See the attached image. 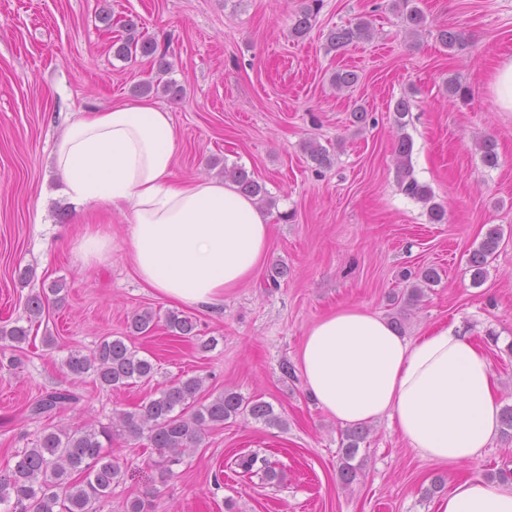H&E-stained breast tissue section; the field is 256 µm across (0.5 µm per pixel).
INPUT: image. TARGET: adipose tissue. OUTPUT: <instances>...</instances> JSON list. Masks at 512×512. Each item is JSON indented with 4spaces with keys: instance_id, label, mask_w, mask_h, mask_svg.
<instances>
[{
    "instance_id": "1",
    "label": "adipose tissue",
    "mask_w": 512,
    "mask_h": 512,
    "mask_svg": "<svg viewBox=\"0 0 512 512\" xmlns=\"http://www.w3.org/2000/svg\"><path fill=\"white\" fill-rule=\"evenodd\" d=\"M175 149L168 110L126 101L74 113L52 155L69 200L122 215L146 287L175 303L217 305L261 267L271 217L234 185L175 178ZM298 367L339 425L385 416L422 458L468 467L439 512H512V488L479 470L500 427L496 375L459 322L409 340L371 309L342 308L307 331Z\"/></svg>"
}]
</instances>
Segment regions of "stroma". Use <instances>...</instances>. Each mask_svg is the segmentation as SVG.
Segmentation results:
<instances>
[{
	"label": "stroma",
	"instance_id": "1",
	"mask_svg": "<svg viewBox=\"0 0 512 512\" xmlns=\"http://www.w3.org/2000/svg\"><path fill=\"white\" fill-rule=\"evenodd\" d=\"M302 0H0V321L26 319L28 295L61 280L62 306L33 323L28 342L6 349L13 367L0 368V474L46 428L109 423L144 399L187 377L203 378L199 400L231 389L270 403L284 421L272 427L238 416L210 427L202 444L161 479L146 439L117 438L108 453L123 472L112 486V512L153 494L155 512H438L445 492L426 495L432 479L465 475L420 457L390 427L369 423L356 462L342 485V434L308 396L296 359L308 328L328 313L367 307L384 319L405 317L403 336L460 321L489 354L502 405H512V112L496 108L489 82L512 58V0H410L426 18L419 36H405L392 0H323L309 33L290 29ZM111 11V24L99 20ZM370 20V40L336 54L325 33L353 18ZM137 22L172 65L169 80L181 99L155 90L146 99L166 108L177 137L173 172L179 179H213L239 164L263 183L274 204L265 265H283L277 286L263 275L226 295L223 303L186 307L196 321L191 338L157 326L131 335L133 313L157 315L172 302L145 288L131 267L120 215L86 218L60 192L50 152L70 113L106 110L138 100V84L159 78L150 59H117L112 40L122 20ZM460 30L463 45L445 48L440 30ZM360 75L352 89L330 84L334 71ZM468 89L450 100L448 78ZM407 97L411 112L398 129L393 105ZM367 111L353 126L351 109ZM413 141L414 177L445 206L447 223H431L427 206L396 181L399 132ZM489 136L498 164L483 165L475 147ZM313 139L331 158L321 168L302 149ZM44 210L48 227L32 218ZM503 239L486 276L474 284L470 252L487 229ZM94 229L112 241L106 260L87 265L74 241ZM432 267L439 281L419 305L397 296L411 273ZM30 269L29 282L18 273ZM54 337L46 345L44 334ZM130 336L154 377L119 390L64 365L71 351H90L107 336ZM216 338L215 348L200 350ZM53 390L73 392L69 408L43 417L28 407ZM257 451L284 471L281 482L240 473L235 460Z\"/></svg>",
	"mask_w": 512,
	"mask_h": 512
}]
</instances>
